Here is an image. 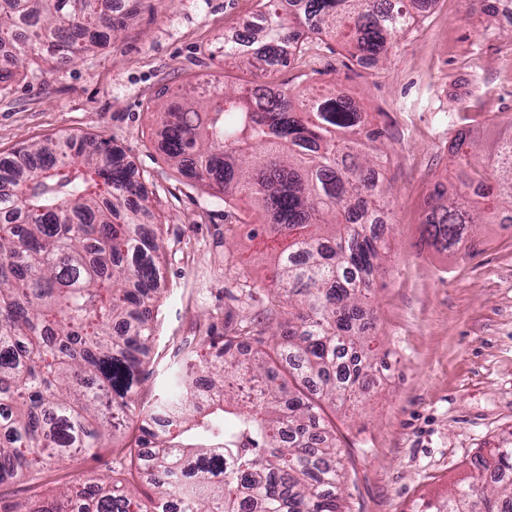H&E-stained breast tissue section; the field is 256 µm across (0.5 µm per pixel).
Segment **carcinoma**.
<instances>
[{
  "label": "carcinoma",
  "mask_w": 512,
  "mask_h": 512,
  "mask_svg": "<svg viewBox=\"0 0 512 512\" xmlns=\"http://www.w3.org/2000/svg\"><path fill=\"white\" fill-rule=\"evenodd\" d=\"M104 0H0V83L31 64L69 63L106 43L121 20ZM257 48L224 55L251 68L287 66L307 35L279 0H258ZM308 31L376 63L414 22L396 0H307ZM161 112L162 151L224 203L247 198L288 238L268 288L269 337L227 336L208 324L183 352L157 413L136 411L154 341L162 245L149 191L105 138L45 139L33 162L0 159V484L39 482L51 466L103 446L132 421L141 435L115 448L120 471L70 483L41 505L7 512H345L342 464L320 403L363 391L375 360L364 307L385 240L369 235L384 184L355 102L322 88L297 102L218 85ZM462 130L454 197L435 189L423 235L447 249L479 224L512 223V131L481 161ZM481 182V193L470 185ZM256 343L250 360L240 348ZM478 475L412 512H512V429L472 461ZM153 488L142 494L137 485Z\"/></svg>",
  "instance_id": "cac0c4a2"
}]
</instances>
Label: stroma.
<instances>
[{
  "mask_svg": "<svg viewBox=\"0 0 512 512\" xmlns=\"http://www.w3.org/2000/svg\"><path fill=\"white\" fill-rule=\"evenodd\" d=\"M257 0H141L111 41L84 59L30 67L0 87V157L44 137L101 136L121 149L151 191L164 251L150 377L137 406L161 399L170 368L200 323L231 333L269 326L262 314L278 244L229 227L219 192L191 182L160 148L157 108L185 87L234 89L256 73L225 58L224 41L254 27ZM266 84L305 95L334 85L381 133L389 249L370 297L379 359L357 398L324 404L343 464L346 512H412L470 476V461L512 428V235L480 225L477 251L427 243L422 221L436 185L453 191L448 146L469 129L480 148L512 128V25L488 0H435L400 35L384 66L351 61L311 35ZM111 448L60 461L47 486L93 481Z\"/></svg>",
  "mask_w": 512,
  "mask_h": 512,
  "instance_id": "35a3bbf8",
  "label": "stroma"
}]
</instances>
